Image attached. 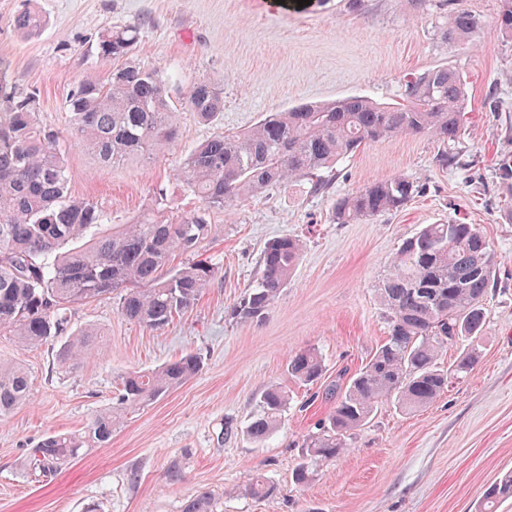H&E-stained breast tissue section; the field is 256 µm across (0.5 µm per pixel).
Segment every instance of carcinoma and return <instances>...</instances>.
<instances>
[{"instance_id": "carcinoma-1", "label": "carcinoma", "mask_w": 512, "mask_h": 512, "mask_svg": "<svg viewBox=\"0 0 512 512\" xmlns=\"http://www.w3.org/2000/svg\"><path fill=\"white\" fill-rule=\"evenodd\" d=\"M31 2L26 0L13 18L14 28L26 36L39 34L45 24ZM499 3L497 25L512 39V0ZM479 26L475 16L458 9L440 23L437 36L446 45L465 43ZM139 34L135 24L105 27L98 57L113 61L129 56ZM467 103L463 74L438 67L407 82L403 102L396 106L350 96L271 112L246 131L206 140L180 162L177 178L203 207L175 216L143 215L118 232L89 239V230L104 223L103 213L94 202L68 195L58 134L38 124L37 94L13 82L0 60V333L30 347L68 337L57 354L58 367L68 369L88 354L92 335L72 329L71 308L78 301L115 293L125 319L162 329L192 308L217 276L212 260L200 254L212 236L209 209L300 178L322 192L331 182L325 171L362 146L391 137L429 135L442 145L439 165L458 166L453 144L461 138ZM185 107L211 121L224 110L223 90L197 82ZM67 110L70 138L84 144L103 166L145 161L177 134V113L170 108L165 80L139 64L113 69L105 82L87 76L67 100ZM498 173L512 194V154L499 160ZM420 192L418 182L404 177L374 180L337 198L333 221L351 224L398 211ZM177 253L194 254L196 260L171 269ZM301 253L296 238L267 242L260 254V276L232 307L233 318H262L288 286ZM497 265V255L473 224H427L403 240L379 286L387 336L345 385L327 390L334 406L302 441L296 483H308L317 467L342 456L351 436L385 402L404 410L426 406L444 392L450 377L470 369L478 359L477 338L485 322L482 302L494 285ZM459 340L466 342L462 356L442 365L441 352ZM199 368L198 357L187 353L151 372L123 375L112 408L96 415L86 431L51 434L30 450L31 481H48L86 449L108 444L128 413L186 382ZM287 370L298 381L313 383L322 376L323 360L306 349L288 359ZM31 387L24 369L0 365V417L26 401ZM287 401L285 391H267L247 434L265 440ZM275 491L261 475L247 488L259 498ZM510 497L512 471L486 489L481 512H496L497 504ZM184 512H216V507L210 496L201 494Z\"/></svg>"}]
</instances>
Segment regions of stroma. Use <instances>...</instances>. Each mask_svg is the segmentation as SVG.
I'll return each instance as SVG.
<instances>
[{
    "label": "stroma",
    "instance_id": "obj_1",
    "mask_svg": "<svg viewBox=\"0 0 512 512\" xmlns=\"http://www.w3.org/2000/svg\"><path fill=\"white\" fill-rule=\"evenodd\" d=\"M23 5L0 0V60L37 92L42 126L65 136L71 195L92 200L112 225L197 207L174 168L196 144L269 112L353 95L398 104L408 80L445 66L467 79L468 114L455 145L461 167L438 166L430 136H397L337 164L328 193L295 180L211 210L215 232L202 253L218 276L168 327L126 320L112 294L75 303L74 327L100 338L67 372L57 366L58 344L26 347L0 335V363L21 365L33 381L29 399L0 418V512H183L202 494L217 512H476L485 489L512 470V223L500 217L497 178L500 157L512 154V39L496 25L499 0H428L419 9L360 0L355 11L349 0H37L47 25L35 37L11 24ZM455 9L480 28L470 43L446 46L435 28ZM127 24L140 27L130 62L166 79L173 104L206 80L222 88L224 110L213 121L182 112L167 153L104 167L67 139L66 100L85 75L111 76L113 63L96 54L98 36ZM395 176L419 181L422 193L401 210L333 223L336 198ZM446 221L478 225L498 257L477 362L421 410L379 408L341 458L297 484L302 439L331 409L325 387L346 382L386 337L378 287L390 259L424 225ZM281 236L303 243L287 288L264 318H232L263 246ZM308 348L325 371L305 386L287 363ZM187 353L201 359L195 376L129 415L106 447L88 449L47 483L30 481L24 464L42 438L83 432L111 407L122 375ZM272 387L289 403L259 443L245 428ZM256 473L276 486L274 496L242 494Z\"/></svg>",
    "mask_w": 512,
    "mask_h": 512
}]
</instances>
